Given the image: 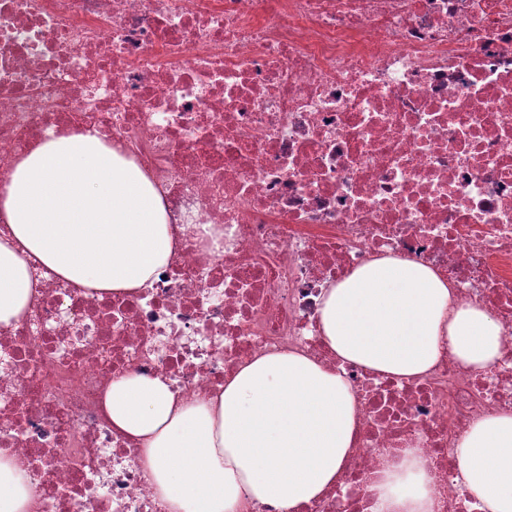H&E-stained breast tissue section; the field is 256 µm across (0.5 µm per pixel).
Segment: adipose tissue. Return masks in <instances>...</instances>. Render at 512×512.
I'll use <instances>...</instances> for the list:
<instances>
[{"label":"adipose tissue","instance_id":"adipose-tissue-1","mask_svg":"<svg viewBox=\"0 0 512 512\" xmlns=\"http://www.w3.org/2000/svg\"><path fill=\"white\" fill-rule=\"evenodd\" d=\"M0 328L32 304L27 256L82 290L147 287L178 243L163 199L121 147L91 135L49 136L14 163L0 189ZM320 332L338 360L378 374H425L442 349L490 369L502 325L460 302L446 278L399 257L373 259L322 293ZM113 426L140 439L142 466L167 512H294L339 480L357 430V398L344 375L302 352L242 364L216 396L185 397L159 377L110 385ZM466 490L487 512H512V411L473 427L457 449ZM373 512H431L418 459L381 472ZM0 512H36L27 470L0 449Z\"/></svg>","mask_w":512,"mask_h":512}]
</instances>
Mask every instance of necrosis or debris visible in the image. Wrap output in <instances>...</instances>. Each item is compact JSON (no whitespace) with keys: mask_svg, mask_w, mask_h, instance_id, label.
<instances>
[{"mask_svg":"<svg viewBox=\"0 0 512 512\" xmlns=\"http://www.w3.org/2000/svg\"><path fill=\"white\" fill-rule=\"evenodd\" d=\"M87 133L122 145L185 232L135 294L30 259L32 305L0 329V449L37 512H165L105 412L113 381L214 396L293 350L358 398L339 481L296 512H370L408 448L434 512H486L453 450L512 410V0H0V187L45 138ZM387 256L496 313L492 369L445 350L408 380L336 358L321 289Z\"/></svg>","mask_w":512,"mask_h":512,"instance_id":"4bbe7bcc","label":"necrosis or debris"}]
</instances>
